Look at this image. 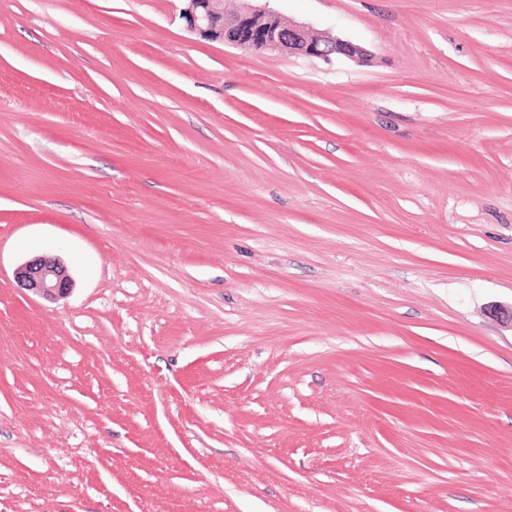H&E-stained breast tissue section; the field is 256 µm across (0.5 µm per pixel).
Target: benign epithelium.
Masks as SVG:
<instances>
[{
    "label": "benign epithelium",
    "mask_w": 512,
    "mask_h": 512,
    "mask_svg": "<svg viewBox=\"0 0 512 512\" xmlns=\"http://www.w3.org/2000/svg\"><path fill=\"white\" fill-rule=\"evenodd\" d=\"M182 18L201 36L252 51H281L328 60L340 55L360 58L364 50L340 38L314 32L301 23H285L268 5L231 8L226 0H185ZM26 288L46 300L66 296L71 287L67 270L56 257L38 256L15 273Z\"/></svg>",
    "instance_id": "benign-epithelium-1"
}]
</instances>
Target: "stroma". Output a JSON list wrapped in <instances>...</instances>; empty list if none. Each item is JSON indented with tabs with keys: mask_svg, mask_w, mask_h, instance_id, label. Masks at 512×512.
<instances>
[{
	"mask_svg": "<svg viewBox=\"0 0 512 512\" xmlns=\"http://www.w3.org/2000/svg\"><path fill=\"white\" fill-rule=\"evenodd\" d=\"M182 7L0 0V512H512V0ZM183 1L187 6L181 15L187 27L210 40L252 51H281L324 60L336 55L354 59L365 54L347 40L316 33L305 24L283 22L266 3L230 8L227 3L232 0ZM15 277L23 286L46 300L62 298L71 289L67 270L56 257H35L19 267Z\"/></svg>",
	"mask_w": 512,
	"mask_h": 512,
	"instance_id": "obj_1",
	"label": "stroma"
}]
</instances>
